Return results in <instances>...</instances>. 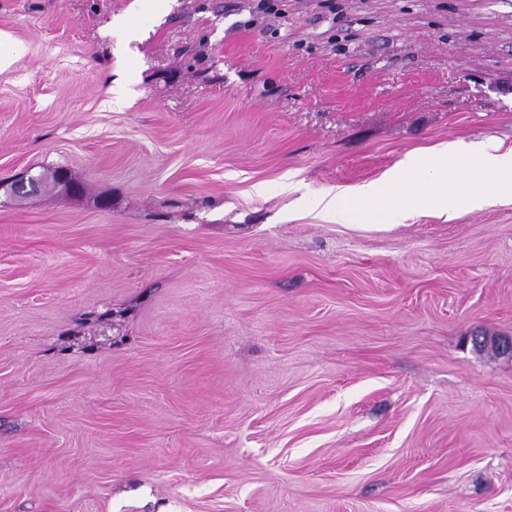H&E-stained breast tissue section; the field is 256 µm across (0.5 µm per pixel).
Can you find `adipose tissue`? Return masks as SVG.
Returning <instances> with one entry per match:
<instances>
[{
    "instance_id": "1",
    "label": "adipose tissue",
    "mask_w": 512,
    "mask_h": 512,
    "mask_svg": "<svg viewBox=\"0 0 512 512\" xmlns=\"http://www.w3.org/2000/svg\"><path fill=\"white\" fill-rule=\"evenodd\" d=\"M474 167L490 178L488 187L469 189L467 177ZM461 196L473 209L511 198L512 147L503 148L493 139L473 147L442 143L429 153L407 155L377 180L323 194L314 208L327 221L372 216L385 220L393 229L429 206L451 214Z\"/></svg>"
}]
</instances>
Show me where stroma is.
Segmentation results:
<instances>
[{"label":"stroma","instance_id":"obj_1","mask_svg":"<svg viewBox=\"0 0 512 512\" xmlns=\"http://www.w3.org/2000/svg\"><path fill=\"white\" fill-rule=\"evenodd\" d=\"M257 2L0 0V512H512V201L312 210L512 147V0ZM474 163L491 179L488 187L469 189L467 177ZM461 195L472 209L511 199L512 147L503 149L494 139L474 147L442 143L427 154H408L377 180L323 194L314 210L322 219L335 222L350 215L378 217L388 224L376 225L393 229L429 205L451 219V208Z\"/></svg>","mask_w":512,"mask_h":512}]
</instances>
